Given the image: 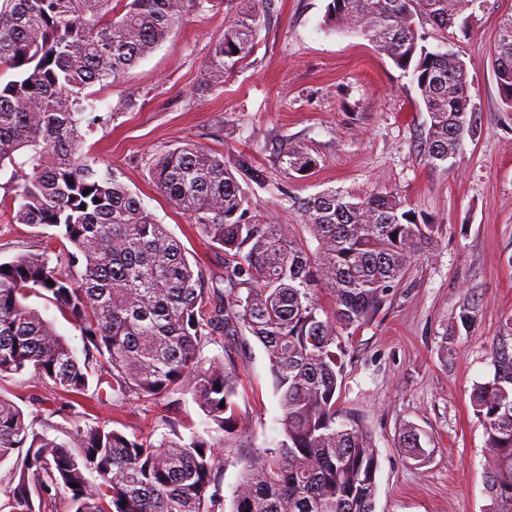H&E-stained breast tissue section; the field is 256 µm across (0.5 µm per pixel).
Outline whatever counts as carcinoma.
<instances>
[{"instance_id":"obj_1","label":"carcinoma","mask_w":512,"mask_h":512,"mask_svg":"<svg viewBox=\"0 0 512 512\" xmlns=\"http://www.w3.org/2000/svg\"><path fill=\"white\" fill-rule=\"evenodd\" d=\"M212 45L204 86L253 52L272 0H246ZM475 0H329L322 25L376 44L412 71L429 114L423 150L431 164L480 134L469 73L456 54L420 44L417 19L470 31ZM215 0H4L0 6V172L10 171L12 220L53 229L38 254L0 262V380L31 374L59 394L98 402L160 401L183 389L220 430L243 436L233 368L202 361L218 336L250 334L270 362L283 439L252 453L231 494L230 512H374L378 461L372 438L336 410L342 372L338 331L373 321L390 291L432 244L436 224L390 192L363 197L326 189L290 198L314 247L288 227L251 215L242 183L265 181L241 153L226 161L186 143L152 164L158 190L224 252V288L209 289L184 246L113 170L84 152L82 124L102 119L86 93L153 51L191 12ZM494 75L512 109V15L499 23ZM285 170L316 160L293 149ZM90 193H85V190ZM52 281L53 285L46 284ZM335 297L321 315L317 289ZM45 293L81 332L78 357L53 325L25 304ZM492 380L473 407L488 436L486 485L495 512H512V347L492 350ZM213 445L174 431L159 439L76 425L60 440L34 430L0 395V463L17 456L0 512H214L220 505ZM96 475L91 481L88 476ZM39 493L34 504L33 492Z\"/></svg>"}]
</instances>
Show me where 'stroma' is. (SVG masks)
Masks as SVG:
<instances>
[{
  "instance_id": "obj_1",
  "label": "stroma",
  "mask_w": 512,
  "mask_h": 512,
  "mask_svg": "<svg viewBox=\"0 0 512 512\" xmlns=\"http://www.w3.org/2000/svg\"><path fill=\"white\" fill-rule=\"evenodd\" d=\"M275 3L252 55L205 95L197 88L210 49L245 0H224L189 15L133 68L91 86L109 120L86 133L84 150L120 175L210 282L224 275L223 252L170 206L151 173L157 153L187 142L227 157L249 154L269 176L267 187L247 189L253 215L286 225L303 240L308 234L288 197L329 188L359 196L396 193L439 225L438 238L412 263L380 313L346 339L336 408L373 437L374 512H493L485 481L487 435L471 398L492 379L491 351L512 321V110L502 106L493 74L498 25L512 14V0H477L467 37L419 24L428 48L452 50L466 62L482 129L437 168L420 146L429 116L410 75L367 38L325 30L328 0ZM294 148L316 160L301 178L289 176L279 162ZM48 233V227L0 216V262L42 252ZM466 308L476 315L468 329L459 320ZM201 355L234 362L233 401L250 421L245 436L208 430L187 393L168 402H91L69 411L55 389L24 373L0 382V395L26 418L50 420L49 436L61 439L78 423L158 437L170 418L183 435L206 432L227 497L245 453L281 440L279 397L254 337L216 338ZM409 427L419 435L423 455L401 446Z\"/></svg>"
}]
</instances>
